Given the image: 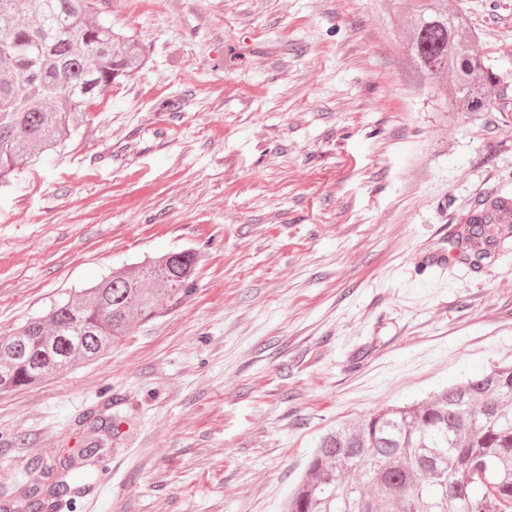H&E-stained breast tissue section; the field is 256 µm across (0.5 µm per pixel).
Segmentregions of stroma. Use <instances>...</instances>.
I'll list each match as a JSON object with an SVG mask.
<instances>
[{
  "instance_id": "obj_1",
  "label": "stroma",
  "mask_w": 512,
  "mask_h": 512,
  "mask_svg": "<svg viewBox=\"0 0 512 512\" xmlns=\"http://www.w3.org/2000/svg\"><path fill=\"white\" fill-rule=\"evenodd\" d=\"M145 61L0 188V334L145 257L193 294L100 361L0 393V506L36 458L94 477L42 512H283L320 436L512 364V97L469 118L404 63V0H96ZM512 84V0H451ZM496 212H499L498 218L492 219V216L481 219H470L468 227L465 230V244L466 248L475 256L479 257L486 253L485 246L495 241L498 233L503 226L512 228L511 210L509 211L506 204L494 203ZM510 220V221H509Z\"/></svg>"
}]
</instances>
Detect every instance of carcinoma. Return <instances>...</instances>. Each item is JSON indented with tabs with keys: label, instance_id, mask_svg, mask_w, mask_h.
Listing matches in <instances>:
<instances>
[{
	"label": "carcinoma",
	"instance_id": "1",
	"mask_svg": "<svg viewBox=\"0 0 512 512\" xmlns=\"http://www.w3.org/2000/svg\"><path fill=\"white\" fill-rule=\"evenodd\" d=\"M412 68L442 78L456 110L488 111L508 84L486 65L467 18L446 0H405ZM143 62L133 37L96 16L95 0H0V183L64 143L88 108ZM472 219L475 256L512 228V212ZM191 249L103 277L0 335V391L42 384L107 355L133 325L194 291ZM286 512H512V365L380 410L321 437Z\"/></svg>",
	"mask_w": 512,
	"mask_h": 512
}]
</instances>
